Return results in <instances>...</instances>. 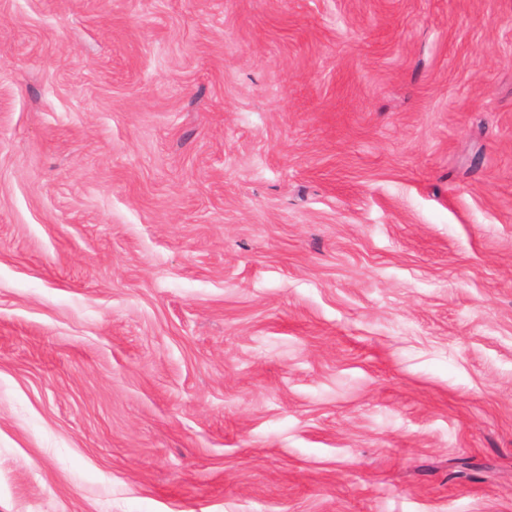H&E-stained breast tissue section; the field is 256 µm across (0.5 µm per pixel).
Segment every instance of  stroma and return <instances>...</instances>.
<instances>
[{
  "label": "stroma",
  "instance_id": "35a3bbf8",
  "mask_svg": "<svg viewBox=\"0 0 512 512\" xmlns=\"http://www.w3.org/2000/svg\"><path fill=\"white\" fill-rule=\"evenodd\" d=\"M0 512H512V0H0Z\"/></svg>",
  "mask_w": 512,
  "mask_h": 512
}]
</instances>
